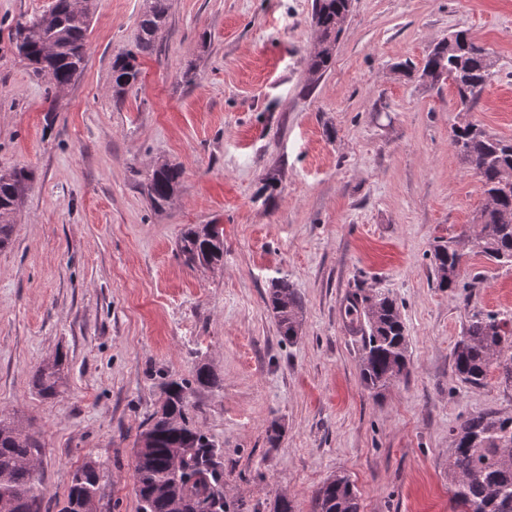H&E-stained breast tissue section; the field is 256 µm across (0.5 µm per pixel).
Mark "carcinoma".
I'll list each match as a JSON object with an SVG mask.
<instances>
[{
    "label": "carcinoma",
    "mask_w": 512,
    "mask_h": 512,
    "mask_svg": "<svg viewBox=\"0 0 512 512\" xmlns=\"http://www.w3.org/2000/svg\"><path fill=\"white\" fill-rule=\"evenodd\" d=\"M168 0H145L140 16L136 51L121 53L112 61V88L119 98L138 82L141 72L136 53H150L158 34L167 25ZM352 0H314L312 23L318 43L308 59L312 77L319 78L332 65L336 44L343 32V16ZM57 20L46 26L39 17L15 26L16 48L50 85H67L84 70L90 0H56ZM467 35L458 31L438 43L427 55L419 76L460 82L455 93L473 105L492 77V61L469 53ZM452 143L482 184L484 193L497 197L482 210L477 245L498 265L512 266V141L486 134L477 123L452 129ZM183 171L162 164L144 183L156 208H163L177 190ZM31 172L16 167L0 172V248L9 244L13 225L8 217L19 207ZM178 249L189 266L218 265L224 259L223 230L216 224L190 225L180 236ZM463 254L447 244L434 248L437 287L452 291L460 285ZM267 303L281 336L297 337L303 301L288 278L272 281ZM351 324L362 333L361 380L375 393L410 372L405 326L396 300L388 293L353 296ZM455 370L461 381L482 385L493 371L512 384V317L473 313L452 348ZM57 369L41 367L33 374L38 394L57 393ZM220 389L221 381L208 367H199L193 379L168 378L160 383L165 396L160 409L150 415L139 435L134 458V479L140 512H233L224 498L215 442L190 420L194 388ZM454 448L448 463L454 512H512V416L494 413L471 415L452 429ZM39 440L19 422L0 419V512H36L43 495L38 472L27 462L38 454ZM108 471L100 462H88L72 473L62 512H78L81 498L96 493ZM316 512H360L358 492L346 475L322 484L315 495Z\"/></svg>",
    "instance_id": "1"
}]
</instances>
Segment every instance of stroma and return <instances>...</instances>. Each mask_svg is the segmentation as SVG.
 <instances>
[{"label": "stroma", "instance_id": "1", "mask_svg": "<svg viewBox=\"0 0 512 512\" xmlns=\"http://www.w3.org/2000/svg\"><path fill=\"white\" fill-rule=\"evenodd\" d=\"M143 4L91 0L85 68L58 91L12 41L52 0H0V171L33 173L0 250V414L40 441V512H61L90 461L109 468L97 512H138L134 452L158 384L204 364L222 387L196 389L190 416L241 512L281 495L315 512L338 473L361 512H452V427L512 415V386L465 384L451 356L471 313L512 316V266L468 240L485 197L451 143L464 116L512 139V0H354L316 81L312 0H169L118 102L112 59L133 48ZM459 30L494 62L465 115L451 86L401 69ZM163 163L183 178L158 211L143 183ZM190 224L223 229L222 266L185 264ZM439 240L465 254L452 292L436 286ZM281 276L303 299L291 341L265 303ZM358 291L389 293L406 326L411 371L379 395L348 327ZM55 358L62 385L46 398L31 376Z\"/></svg>", "mask_w": 512, "mask_h": 512}]
</instances>
